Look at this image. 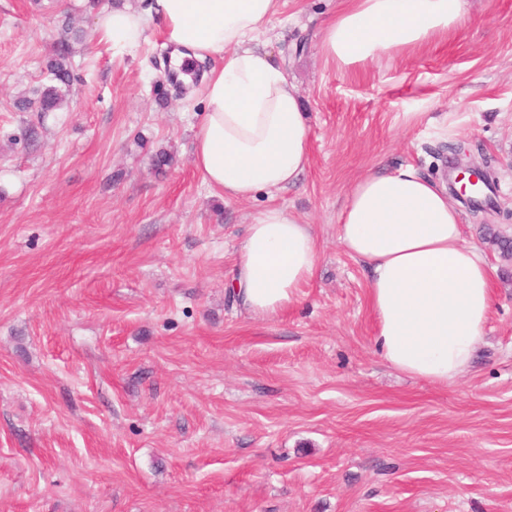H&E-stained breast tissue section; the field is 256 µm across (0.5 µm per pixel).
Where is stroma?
I'll return each instance as SVG.
<instances>
[{
	"label": "stroma",
	"mask_w": 512,
	"mask_h": 512,
	"mask_svg": "<svg viewBox=\"0 0 512 512\" xmlns=\"http://www.w3.org/2000/svg\"><path fill=\"white\" fill-rule=\"evenodd\" d=\"M339 7L280 0L262 39L310 162L235 200L191 164L203 84L175 95L158 28L116 55L88 0H0V512H512V263L483 236H512V0L347 69L320 50ZM69 26L67 105L20 110ZM459 149L493 179L490 209L461 211L493 309L472 368L436 384L381 359L338 224L361 176L443 182ZM268 205L312 225L321 260L258 320L224 282Z\"/></svg>",
	"instance_id": "35a3bbf8"
}]
</instances>
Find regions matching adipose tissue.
I'll list each match as a JSON object with an SVG mask.
<instances>
[{
  "instance_id": "ef3b65f1",
  "label": "adipose tissue",
  "mask_w": 512,
  "mask_h": 512,
  "mask_svg": "<svg viewBox=\"0 0 512 512\" xmlns=\"http://www.w3.org/2000/svg\"><path fill=\"white\" fill-rule=\"evenodd\" d=\"M278 3L150 0L147 11L106 7L96 19L117 54L137 48L155 24L179 60L223 57V68L205 77L191 163L230 199L283 190L309 163L298 89L260 43ZM464 16V0H344L322 29L321 49L348 68L448 34ZM339 241L367 270L382 359L442 384L469 369L491 315V279L444 184L410 166L364 175L339 216ZM318 259L311 225L265 208L247 228L226 291L252 317L268 318L296 300Z\"/></svg>"
}]
</instances>
